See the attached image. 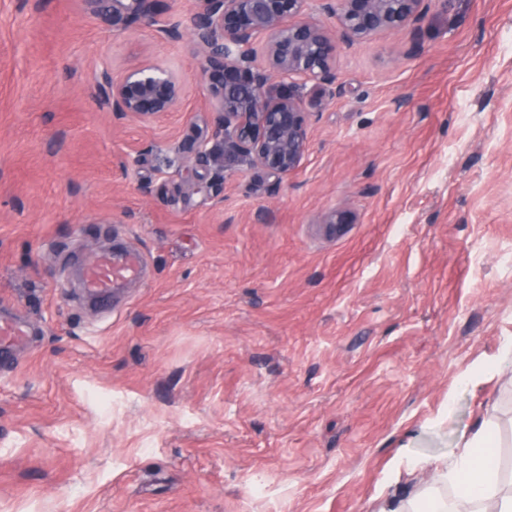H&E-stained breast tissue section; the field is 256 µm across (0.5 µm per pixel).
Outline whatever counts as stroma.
<instances>
[{"instance_id": "stroma-1", "label": "stroma", "mask_w": 512, "mask_h": 512, "mask_svg": "<svg viewBox=\"0 0 512 512\" xmlns=\"http://www.w3.org/2000/svg\"><path fill=\"white\" fill-rule=\"evenodd\" d=\"M198 7L111 30L0 0V307L33 328L0 369V512H378L484 421L512 455V366L462 380L512 337V0L339 45L285 177L195 161L222 143ZM147 64L180 111L101 108L96 77ZM117 238L146 277L91 309L68 267Z\"/></svg>"}]
</instances>
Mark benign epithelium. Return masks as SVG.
<instances>
[{
    "mask_svg": "<svg viewBox=\"0 0 512 512\" xmlns=\"http://www.w3.org/2000/svg\"><path fill=\"white\" fill-rule=\"evenodd\" d=\"M92 18L125 28L152 17L157 0H83ZM193 40L204 57L211 110L219 113L220 153L199 150L197 160L221 168L246 162L274 175L297 168L307 145L309 109L331 96L332 64L338 43L369 35L416 31L427 0H323L336 17V31L304 19L308 0H197ZM313 83L305 107L298 81ZM101 104L120 119L147 123L176 110L185 88L181 79L154 66L119 77L96 78Z\"/></svg>",
    "mask_w": 512,
    "mask_h": 512,
    "instance_id": "1",
    "label": "benign epithelium"
}]
</instances>
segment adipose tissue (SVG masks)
<instances>
[{"instance_id":"1","label":"adipose tissue","mask_w":512,"mask_h":512,"mask_svg":"<svg viewBox=\"0 0 512 512\" xmlns=\"http://www.w3.org/2000/svg\"><path fill=\"white\" fill-rule=\"evenodd\" d=\"M497 425L486 422L463 441L454 458L411 457V469L432 472L431 485L390 495L378 512H512V484L499 478Z\"/></svg>"}]
</instances>
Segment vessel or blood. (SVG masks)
Returning a JSON list of instances; mask_svg holds the SVG:
<instances>
[{
    "instance_id": "obj_1",
    "label": "vessel or blood",
    "mask_w": 512,
    "mask_h": 512,
    "mask_svg": "<svg viewBox=\"0 0 512 512\" xmlns=\"http://www.w3.org/2000/svg\"><path fill=\"white\" fill-rule=\"evenodd\" d=\"M145 273L141 255L123 246L110 248L82 266L81 286L92 301L106 299L112 291L140 282ZM27 330L13 316H0V363L12 359L14 346L26 336Z\"/></svg>"
}]
</instances>
